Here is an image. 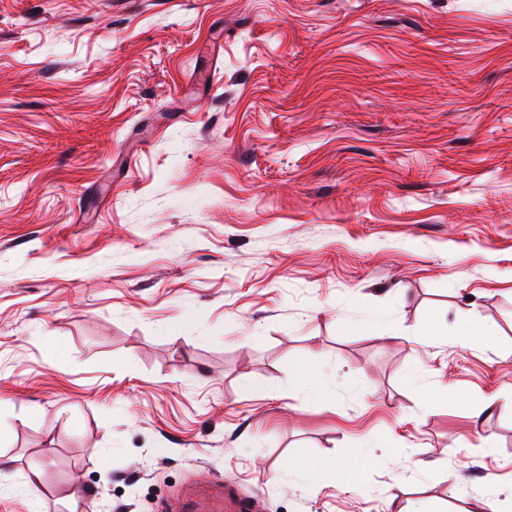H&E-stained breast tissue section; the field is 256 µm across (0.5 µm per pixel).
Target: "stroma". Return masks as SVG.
<instances>
[{
  "mask_svg": "<svg viewBox=\"0 0 512 512\" xmlns=\"http://www.w3.org/2000/svg\"><path fill=\"white\" fill-rule=\"evenodd\" d=\"M509 384L512 0H0V512H512ZM305 471L315 477L326 476L340 486H348L358 482L360 463L357 459H346L341 462L317 461L306 466ZM212 493H191L180 512H250L253 504L246 502L228 485L215 484Z\"/></svg>",
  "mask_w": 512,
  "mask_h": 512,
  "instance_id": "stroma-1",
  "label": "stroma"
}]
</instances>
